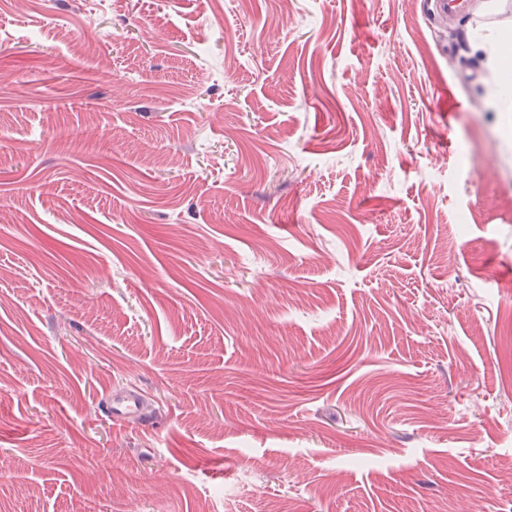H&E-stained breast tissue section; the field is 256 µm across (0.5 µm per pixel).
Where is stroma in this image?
<instances>
[{"label":"stroma","instance_id":"stroma-1","mask_svg":"<svg viewBox=\"0 0 512 512\" xmlns=\"http://www.w3.org/2000/svg\"><path fill=\"white\" fill-rule=\"evenodd\" d=\"M478 31L512 10L0 0V512H512ZM107 415L116 420L135 418L144 425L151 423L152 416L146 412L141 398L135 391L113 393L104 401Z\"/></svg>","mask_w":512,"mask_h":512}]
</instances>
